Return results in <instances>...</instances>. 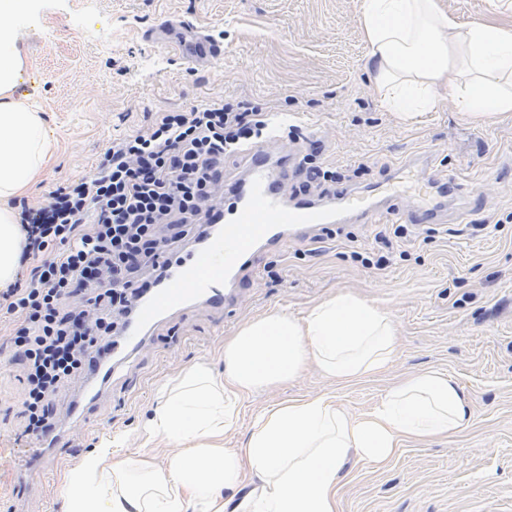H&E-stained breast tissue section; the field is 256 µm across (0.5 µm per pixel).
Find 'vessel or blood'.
I'll use <instances>...</instances> for the list:
<instances>
[{
	"label": "vessel or blood",
	"mask_w": 512,
	"mask_h": 512,
	"mask_svg": "<svg viewBox=\"0 0 512 512\" xmlns=\"http://www.w3.org/2000/svg\"><path fill=\"white\" fill-rule=\"evenodd\" d=\"M150 38L177 50L181 61L205 69L224 57L221 35L185 18H164ZM281 125L244 147L240 176L225 184L216 203L220 212L208 237L177 252H163V283L150 288L137 311L125 318L117 335L108 337L107 352L96 371L87 374L80 393L72 395L71 420L39 436L31 448L13 454V485L22 495L34 489L33 478L50 469L59 449L73 445L71 421L82 406L104 403L114 380L123 378L137 356L154 343L164 320L196 308L220 313L237 305L252 272L269 253L288 242L316 235L324 226L342 224H445L448 207L472 208L476 193L456 172L434 173L435 159L420 153L391 167L390 177L371 188L347 187L320 198L288 196L286 186L300 165L297 143L282 145Z\"/></svg>",
	"instance_id": "vessel-or-blood-1"
}]
</instances>
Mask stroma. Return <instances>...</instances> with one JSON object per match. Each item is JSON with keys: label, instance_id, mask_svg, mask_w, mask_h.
Instances as JSON below:
<instances>
[{"label": "stroma", "instance_id": "obj_1", "mask_svg": "<svg viewBox=\"0 0 512 512\" xmlns=\"http://www.w3.org/2000/svg\"><path fill=\"white\" fill-rule=\"evenodd\" d=\"M459 25L494 21L512 27V10L489 0H436ZM359 0H34L19 29L27 66L19 92L37 99L56 152L27 195L37 207L60 185L94 173L113 137L145 127L151 113L244 100L298 112L324 143L327 164L345 171L366 160V186L393 163L432 151L438 171L458 170L477 184L466 221L434 236L408 225L394 240L387 268L363 266L380 227L365 224L288 244L263 259L242 301L224 314L199 308L156 331L154 348L112 386V406L82 427L74 451L58 458L35 497L16 499L0 469V512H64L61 486L90 449L118 438L136 453L157 387L205 361L224 370V340L272 311L305 317L316 303L351 289L394 320L398 349L380 374L349 383L309 367L295 379L249 394L245 416L297 397L326 393L359 417L380 403L399 377L429 370L452 376L468 397L471 421L454 438L402 442L375 466L349 462L340 512H512V118L466 121L455 97L413 126L397 123L368 82V47ZM188 17L221 30L224 58L204 70L183 65L146 32L163 17ZM495 215L497 226L470 234ZM18 369L0 348V453L27 447L18 435Z\"/></svg>", "mask_w": 512, "mask_h": 512}]
</instances>
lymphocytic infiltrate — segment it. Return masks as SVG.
<instances>
[{
	"label": "lymphocytic infiltrate",
	"instance_id": "lymphocytic-infiltrate-1",
	"mask_svg": "<svg viewBox=\"0 0 512 512\" xmlns=\"http://www.w3.org/2000/svg\"><path fill=\"white\" fill-rule=\"evenodd\" d=\"M274 118L245 101L155 113L144 130L113 139L92 177L23 208L20 269L0 291V318L22 371L21 436L52 429L59 392L89 367V347L113 335L163 280L160 252L203 240L225 157ZM81 289L88 297L77 306L71 296Z\"/></svg>",
	"mask_w": 512,
	"mask_h": 512
}]
</instances>
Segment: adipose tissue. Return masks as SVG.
I'll use <instances>...</instances> for the list:
<instances>
[{"label":"adipose tissue","mask_w":512,"mask_h":512,"mask_svg":"<svg viewBox=\"0 0 512 512\" xmlns=\"http://www.w3.org/2000/svg\"><path fill=\"white\" fill-rule=\"evenodd\" d=\"M370 47V81L400 124L440 106L449 87L473 122L512 115V28L460 26L435 0H360ZM19 25L0 14V289L14 282L24 241L14 199L28 194L53 157L38 109L15 90L26 62ZM456 83H449V73ZM387 312L341 291L304 318L273 311L224 342V372L200 363L162 386L129 456L95 448L70 468L61 494L67 512H339L349 456L383 464L402 441L453 437L470 421L468 399L448 374L398 380L370 413L351 418L329 394L291 399L254 414L246 447L224 436L248 394L297 377L306 366L347 383L379 373L395 355ZM175 446L166 464L150 451Z\"/></svg>","instance_id":"adipose-tissue-1"}]
</instances>
